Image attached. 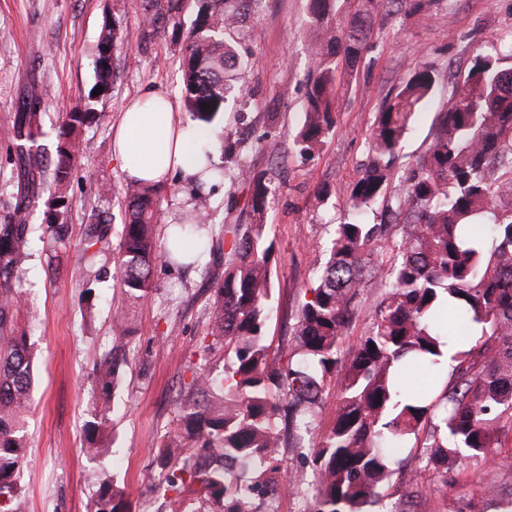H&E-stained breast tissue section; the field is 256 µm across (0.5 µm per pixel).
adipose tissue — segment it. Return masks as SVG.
<instances>
[{
	"label": "adipose tissue",
	"mask_w": 512,
	"mask_h": 512,
	"mask_svg": "<svg viewBox=\"0 0 512 512\" xmlns=\"http://www.w3.org/2000/svg\"><path fill=\"white\" fill-rule=\"evenodd\" d=\"M211 135L182 118L173 101L157 87L142 88L114 133V152L128 179L157 182L180 173L193 179Z\"/></svg>",
	"instance_id": "1"
}]
</instances>
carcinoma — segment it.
Here are the masks:
<instances>
[{"label": "carcinoma", "instance_id": "carcinoma-1", "mask_svg": "<svg viewBox=\"0 0 512 512\" xmlns=\"http://www.w3.org/2000/svg\"><path fill=\"white\" fill-rule=\"evenodd\" d=\"M142 15L144 31L193 19L182 51L181 98L190 120L217 139V156L205 152L208 181L193 184L194 207L171 224L160 241L157 213L165 184L127 180L121 193L125 224L115 274L123 300L112 317V343L94 363L84 423L85 453L103 462L112 455V408L123 369L135 356L130 307L154 290L157 259L176 263L188 239L211 241L222 261L206 267L211 294L201 362L187 366L170 427L158 437L151 485L166 512H260L279 482L308 486L309 512H373L402 489L393 512H429L430 488L421 472L442 485L448 471L486 459L512 428V66L477 54L461 92L438 113L426 149L407 163L402 141L415 115L434 93L432 67L416 66L377 113L368 138V163L348 184L347 216L334 225L326 260L295 314L292 340L271 348L266 327L278 255L266 214L275 188L248 167L249 224L216 217L212 192L225 180L223 122L236 65L224 30L253 11L258 0H154ZM407 0H366L369 13L396 12ZM311 45L306 110L293 139L300 158H314L336 125V70L354 67L366 47L367 28L336 23L332 0H310ZM126 41L121 19L104 20L97 42L95 82L59 116L55 142L45 143L49 89L29 84L7 138L14 148L6 198L0 202V512H27L20 483L30 438L27 418L37 372L36 345L20 324L25 299L20 274L35 235L46 238L56 266L72 242L69 186L78 170L77 142L100 117L97 104L111 95L114 57ZM103 87L101 94L93 91ZM403 175H398V169ZM45 221L32 223L36 202ZM382 203L375 224L368 210ZM110 224L86 227L76 247L92 263L110 250ZM381 292L369 325L348 336L370 285ZM458 345L455 366L438 383L439 346ZM224 346V369L210 367ZM334 393V416L319 418L324 396ZM308 441L313 480L285 470V432ZM408 448L422 452L405 457ZM89 512H134L125 488L105 470L94 473ZM485 490L512 512V492L487 474Z\"/></svg>", "mask_w": 512, "mask_h": 512}]
</instances>
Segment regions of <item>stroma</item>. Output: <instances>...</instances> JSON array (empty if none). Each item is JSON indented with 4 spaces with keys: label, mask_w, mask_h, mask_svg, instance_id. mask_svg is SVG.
Listing matches in <instances>:
<instances>
[{
    "label": "stroma",
    "mask_w": 512,
    "mask_h": 512,
    "mask_svg": "<svg viewBox=\"0 0 512 512\" xmlns=\"http://www.w3.org/2000/svg\"><path fill=\"white\" fill-rule=\"evenodd\" d=\"M122 7V0H0V128L9 125L29 83L40 80L54 94L45 117L46 131L54 132L60 113L91 87L100 27ZM308 20V0H263L255 17L226 35L240 54L244 95L224 114V166L230 176L216 189L213 205L225 223H249L248 186L232 177L243 166L265 173L279 187L266 218L278 254L267 327L276 346L290 338L297 304L321 262L307 243L328 238L346 215L345 187L361 174L375 116L400 81L421 61L435 73L434 97L404 142L403 153L411 158L427 147L436 113L473 56L491 48L512 49V0H432L420 12L373 17L359 65L336 72L335 131L306 162L296 155L292 140L304 119L311 66ZM125 23L128 41L119 77L111 97L98 107L102 119L82 134L87 150L69 191L77 235L97 212L110 215L113 234L121 232L124 177L112 137L125 108L147 83L172 100L181 98V33L169 27L144 39L141 16L133 11L126 13ZM103 181L112 184L106 196L98 191ZM210 260L203 248L193 265L156 264L154 296L135 312L145 361L125 369L113 455L98 464L81 451L82 426L91 368L109 342L120 290L112 278L97 282L94 316L85 320L80 253L64 255L52 275L40 244H33L20 282L28 297L23 323L38 348L31 446L21 477L30 512H87L95 491L91 474L101 467L125 487L135 512H162L161 498L143 475L155 456L154 438L173 417L179 380L198 357L209 287L203 271ZM487 467L478 459L449 471L447 486L431 489L433 512H489L482 482Z\"/></svg>",
    "instance_id": "obj_1"
}]
</instances>
